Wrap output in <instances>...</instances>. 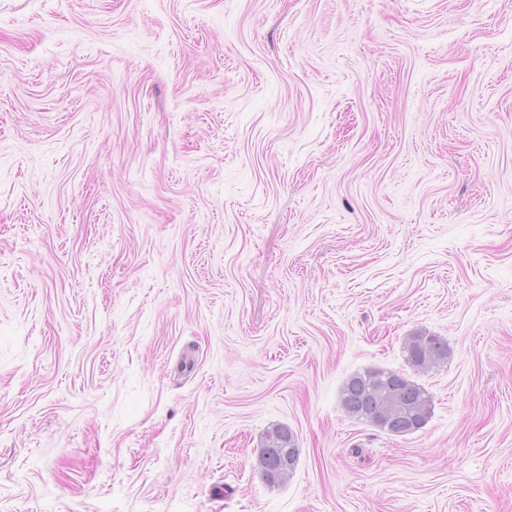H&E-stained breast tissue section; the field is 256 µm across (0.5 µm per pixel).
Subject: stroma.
Masks as SVG:
<instances>
[{
    "label": "stroma",
    "instance_id": "stroma-1",
    "mask_svg": "<svg viewBox=\"0 0 512 512\" xmlns=\"http://www.w3.org/2000/svg\"><path fill=\"white\" fill-rule=\"evenodd\" d=\"M0 512H512V0H0ZM406 349L407 360L417 371H426L448 358V343L439 336H409ZM346 413L365 419L392 434H411L423 428L432 410L429 393L403 374L369 369L348 378L342 388ZM298 458L291 429L285 424H275L263 434L256 468L262 481L274 486L290 477Z\"/></svg>",
    "mask_w": 512,
    "mask_h": 512
}]
</instances>
